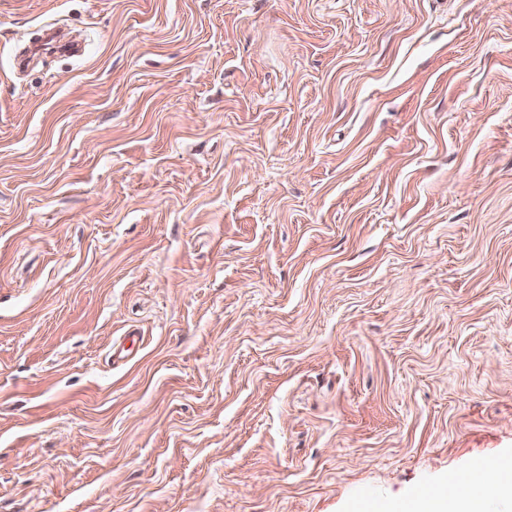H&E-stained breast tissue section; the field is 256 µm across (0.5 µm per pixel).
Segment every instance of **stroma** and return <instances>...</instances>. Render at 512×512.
Listing matches in <instances>:
<instances>
[{
  "mask_svg": "<svg viewBox=\"0 0 512 512\" xmlns=\"http://www.w3.org/2000/svg\"><path fill=\"white\" fill-rule=\"evenodd\" d=\"M54 26L82 54L18 72ZM503 457L512 0H0V512H354Z\"/></svg>",
  "mask_w": 512,
  "mask_h": 512,
  "instance_id": "35a3bbf8",
  "label": "stroma"
}]
</instances>
